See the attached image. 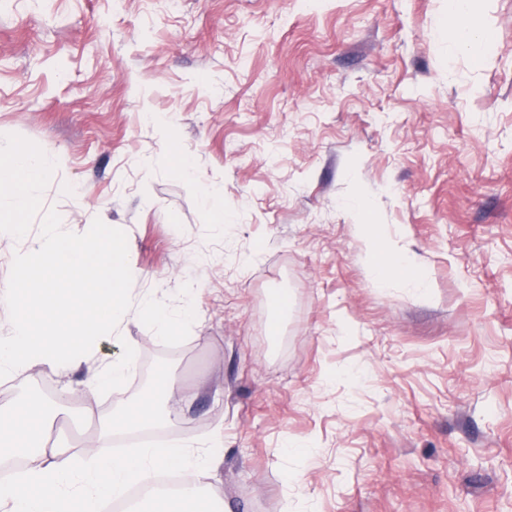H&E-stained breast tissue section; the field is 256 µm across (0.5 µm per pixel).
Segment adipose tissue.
Listing matches in <instances>:
<instances>
[{
	"label": "adipose tissue",
	"mask_w": 512,
	"mask_h": 512,
	"mask_svg": "<svg viewBox=\"0 0 512 512\" xmlns=\"http://www.w3.org/2000/svg\"><path fill=\"white\" fill-rule=\"evenodd\" d=\"M473 2L448 0V33L463 44L485 32ZM44 171L42 158L23 146L0 161V197L11 200L12 229H20L34 204L26 192L27 185L39 181ZM359 230L364 259L377 286L400 278L427 290L426 270L400 241L384 237L372 224L360 225ZM180 393L169 375H161L155 395L142 399L134 410L107 418L92 445L84 448L64 442L49 448L35 447L38 432L53 422L49 409L37 400L1 405L0 457L25 455L34 458L35 463L0 483V512H100L103 500L124 499L132 485L147 484L151 475L162 470L179 471L182 488L178 494L155 497L146 512H219L216 500L199 493L198 488L218 461L216 450L224 445L221 438L212 439L211 451L203 453L195 464L180 444L148 443L126 455H114L105 448L117 432L160 424L169 401Z\"/></svg>",
	"instance_id": "1"
}]
</instances>
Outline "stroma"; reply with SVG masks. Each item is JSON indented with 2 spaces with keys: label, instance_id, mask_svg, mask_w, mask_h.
I'll return each instance as SVG.
<instances>
[{
  "label": "stroma",
  "instance_id": "1",
  "mask_svg": "<svg viewBox=\"0 0 512 512\" xmlns=\"http://www.w3.org/2000/svg\"><path fill=\"white\" fill-rule=\"evenodd\" d=\"M476 7L478 53L448 0H0V156L49 155L0 290L51 208L123 230L136 272L115 335L7 377L67 411L45 446L165 371L191 397L112 448L223 434L203 491L232 512H512V0ZM366 217L425 294L375 285ZM474 0H448V33L454 40L468 44L480 35L479 46L489 31L482 26L473 8ZM135 362L136 358L130 353L123 360L112 362L111 369L93 371L86 381L85 388L93 393L109 382H112L113 386L121 384L132 371Z\"/></svg>",
  "mask_w": 512,
  "mask_h": 512
}]
</instances>
